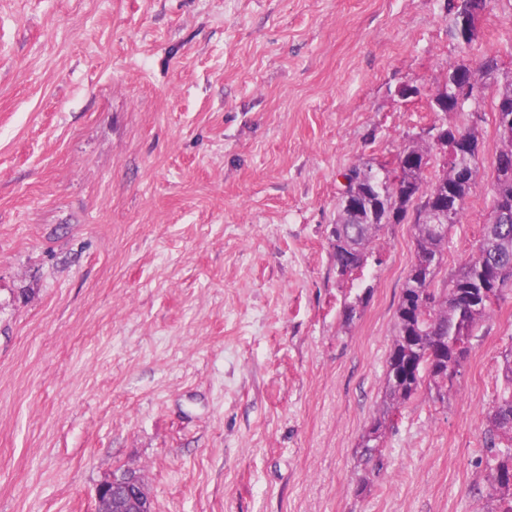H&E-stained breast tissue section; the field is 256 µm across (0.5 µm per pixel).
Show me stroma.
Instances as JSON below:
<instances>
[{
  "label": "stroma",
  "mask_w": 512,
  "mask_h": 512,
  "mask_svg": "<svg viewBox=\"0 0 512 512\" xmlns=\"http://www.w3.org/2000/svg\"><path fill=\"white\" fill-rule=\"evenodd\" d=\"M488 54L442 281L489 210L512 0L468 46L445 0H0V512H94L128 469L156 512H486L512 293L358 490L414 228L354 281L329 230L344 174L395 162L449 64Z\"/></svg>",
  "instance_id": "obj_1"
}]
</instances>
